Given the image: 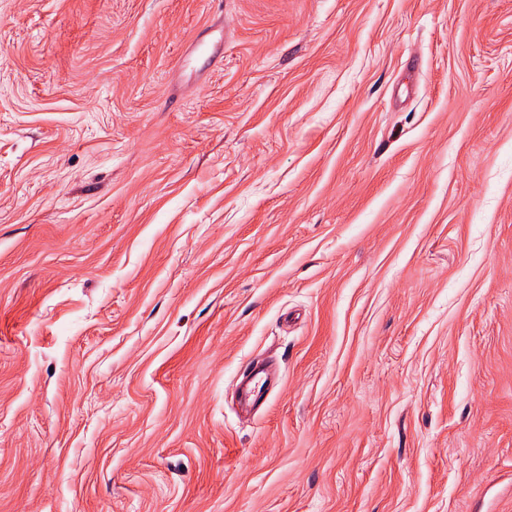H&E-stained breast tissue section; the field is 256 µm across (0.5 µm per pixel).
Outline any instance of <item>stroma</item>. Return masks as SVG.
Returning <instances> with one entry per match:
<instances>
[{
	"label": "stroma",
	"mask_w": 512,
	"mask_h": 512,
	"mask_svg": "<svg viewBox=\"0 0 512 512\" xmlns=\"http://www.w3.org/2000/svg\"><path fill=\"white\" fill-rule=\"evenodd\" d=\"M511 504L512 0H0V512ZM248 380L242 388L243 400L245 402H256L262 397L265 391L266 381L259 376L260 372H256L249 364L244 370Z\"/></svg>",
	"instance_id": "35a3bbf8"
}]
</instances>
